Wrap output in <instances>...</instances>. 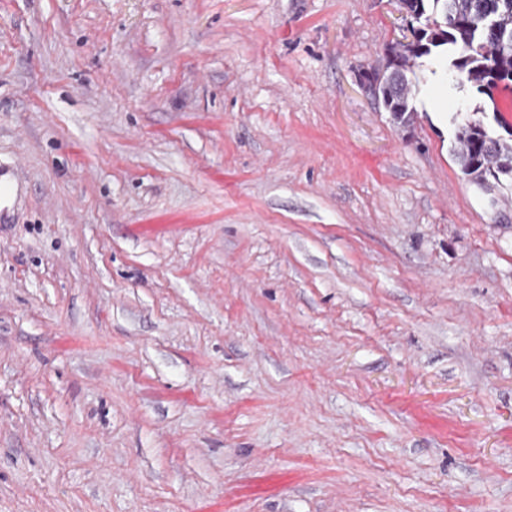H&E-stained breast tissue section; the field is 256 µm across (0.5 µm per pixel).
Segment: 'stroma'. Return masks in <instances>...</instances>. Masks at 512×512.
Instances as JSON below:
<instances>
[{
    "label": "stroma",
    "instance_id": "1",
    "mask_svg": "<svg viewBox=\"0 0 512 512\" xmlns=\"http://www.w3.org/2000/svg\"><path fill=\"white\" fill-rule=\"evenodd\" d=\"M399 0H0V512H512V182L362 84Z\"/></svg>",
    "mask_w": 512,
    "mask_h": 512
}]
</instances>
